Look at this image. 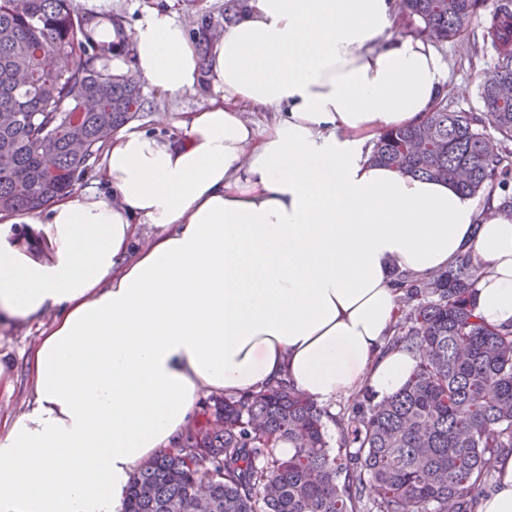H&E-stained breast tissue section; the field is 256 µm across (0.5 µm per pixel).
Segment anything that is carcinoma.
Returning a JSON list of instances; mask_svg holds the SVG:
<instances>
[{
    "instance_id": "1",
    "label": "carcinoma",
    "mask_w": 512,
    "mask_h": 512,
    "mask_svg": "<svg viewBox=\"0 0 512 512\" xmlns=\"http://www.w3.org/2000/svg\"><path fill=\"white\" fill-rule=\"evenodd\" d=\"M484 0H402L407 33L461 38ZM94 15L77 0H0V214L64 196L117 128L147 109L138 81L109 67ZM492 50L480 112L442 98L416 125L380 135L370 160L401 174L451 180L466 195L500 191L512 214V2L497 0L475 52ZM481 268L471 253L426 278L402 273L387 347L418 353L394 396L366 389L341 415L285 381L212 398L210 416L133 476L124 512H477L512 454V325L475 314ZM338 429L332 441L328 423ZM295 449L281 458L275 445Z\"/></svg>"
}]
</instances>
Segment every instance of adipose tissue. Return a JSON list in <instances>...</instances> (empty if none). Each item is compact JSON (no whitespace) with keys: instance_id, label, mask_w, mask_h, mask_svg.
<instances>
[{"instance_id":"adipose-tissue-1","label":"adipose tissue","mask_w":512,"mask_h":512,"mask_svg":"<svg viewBox=\"0 0 512 512\" xmlns=\"http://www.w3.org/2000/svg\"><path fill=\"white\" fill-rule=\"evenodd\" d=\"M400 23L398 0H248L203 58L171 14L141 15L134 74L214 94L181 138L115 130L104 190L0 215V325L54 314L27 357L33 397L0 435V512H123L206 392L396 394L415 366L386 347L399 272L472 253L477 314L512 324L499 199L368 159L448 92L434 45ZM250 112L269 113L263 133ZM141 224L160 232L139 250Z\"/></svg>"}]
</instances>
